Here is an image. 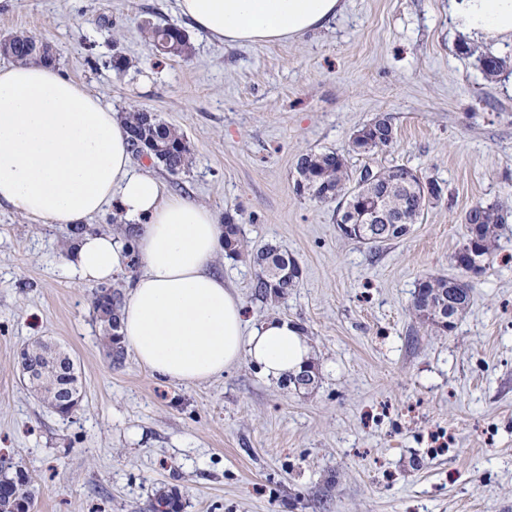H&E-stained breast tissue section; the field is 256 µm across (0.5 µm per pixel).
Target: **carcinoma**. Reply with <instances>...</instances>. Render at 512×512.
I'll return each instance as SVG.
<instances>
[{
	"label": "carcinoma",
	"mask_w": 512,
	"mask_h": 512,
	"mask_svg": "<svg viewBox=\"0 0 512 512\" xmlns=\"http://www.w3.org/2000/svg\"><path fill=\"white\" fill-rule=\"evenodd\" d=\"M144 33L156 52L168 58L185 60L191 45L185 32L175 24H147ZM39 38L30 32H17L0 41V53L23 61L35 55ZM479 62L487 76L497 75L505 60L491 52L479 54ZM131 146L150 150L149 157L162 164L172 175L189 169L192 163L190 148L184 137L172 124L151 118L147 112L131 109L125 113ZM394 128L390 119L381 116L362 126L351 137L346 152L327 150L300 155L296 164V183L304 184L306 194L320 202L336 203V224L359 225L373 236L371 244L400 239L410 227L420 223L426 209L444 198L440 182L422 176L405 165L379 169L368 166L354 172L348 166L346 155H373L391 147ZM509 211L499 202H479L465 212L466 243L455 254L462 262L476 261L486 267L492 255L496 229L507 222ZM246 245L240 238L239 225L224 224V252L240 257ZM261 271L252 288L261 298L272 302L296 286L300 269L294 257L269 247L257 255ZM469 285H453L446 278L431 279L425 290L414 293L412 311L420 319L439 329L443 323H452L469 304ZM123 295L117 289L100 288L93 294L94 310L112 305V322H104L99 341L112 356V362L124 361L125 349L121 345L118 321ZM22 357L37 367L36 381L32 383L51 411L61 417L73 415L68 399L79 393V380L68 373L67 355L53 351L40 341H33L22 349ZM35 500L32 481L28 473L8 459L0 457V512H31ZM151 512H180L179 498L170 493L159 497L150 505Z\"/></svg>",
	"instance_id": "cac0c4a2"
}]
</instances>
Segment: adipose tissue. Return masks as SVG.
Returning <instances> with one entry per match:
<instances>
[{"label": "adipose tissue", "instance_id": "adipose-tissue-1", "mask_svg": "<svg viewBox=\"0 0 512 512\" xmlns=\"http://www.w3.org/2000/svg\"><path fill=\"white\" fill-rule=\"evenodd\" d=\"M181 14L227 45L294 40L322 28L343 0H177ZM459 33L512 42V0H452ZM0 203L34 223L68 228L115 206L132 244L110 232L77 241L70 270L86 284L124 278V343L160 378L195 384L250 359L270 380L308 368L312 349L294 324L247 325L239 294L215 270L223 228L205 205L136 169L123 121L97 95L47 62L0 67ZM138 269L126 275L128 251Z\"/></svg>", "mask_w": 512, "mask_h": 512}]
</instances>
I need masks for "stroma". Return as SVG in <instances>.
Instances as JSON below:
<instances>
[{"label":"stroma","instance_id":"obj_1","mask_svg":"<svg viewBox=\"0 0 512 512\" xmlns=\"http://www.w3.org/2000/svg\"><path fill=\"white\" fill-rule=\"evenodd\" d=\"M187 34L188 60L158 55L145 22ZM29 31L54 64L111 103L175 125L193 163L152 172L169 191L238 224L248 254L217 267L253 325L296 324L316 382L295 391L249 360L198 384L155 377L99 342L94 288L67 269L68 228L0 205V454L33 484V512H148L160 490L181 512H512V223L451 331L416 318L429 277L454 262L476 203L512 205V45L486 77L449 0H346L324 28L292 41L227 45L180 16L176 0H0V39ZM125 57L123 71L111 66ZM391 148L349 155L359 170L406 165L443 182L400 240L342 237L335 206L295 190L310 151L346 149L375 117ZM292 255L300 278L276 303L256 298L253 254ZM49 338L83 387L73 416L29 391L19 353Z\"/></svg>","mask_w":512,"mask_h":512}]
</instances>
